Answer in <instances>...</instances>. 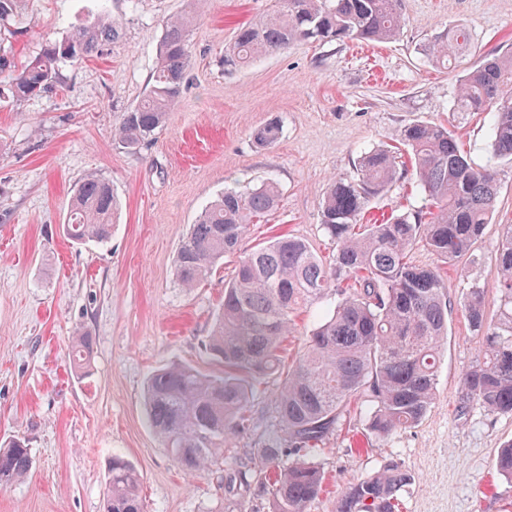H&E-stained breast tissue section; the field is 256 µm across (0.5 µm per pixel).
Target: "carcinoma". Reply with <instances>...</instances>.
I'll use <instances>...</instances> for the list:
<instances>
[{
  "mask_svg": "<svg viewBox=\"0 0 512 512\" xmlns=\"http://www.w3.org/2000/svg\"><path fill=\"white\" fill-rule=\"evenodd\" d=\"M26 2L0 0V28L17 32L11 24L23 23ZM194 2L187 0V10L163 21L145 96L121 115L113 130L114 140L129 152L164 127L183 95L191 65ZM403 24L399 0H277L269 16L236 29L221 63L228 72L245 68L297 40L387 42ZM119 28L118 21L103 16L61 40L45 42L38 57L20 68L1 53L0 100L48 92L60 79L61 64L99 53ZM427 51L436 62L455 68L471 54L469 31L458 27L437 36ZM454 111L490 116L493 162L475 166L448 127L430 122L401 130L407 163L386 147L363 152L354 176L331 181L322 200V230L336 248L330 260L289 236L259 243L239 257L208 336L209 350L224 363V372L211 375L173 362L148 377V426L189 475L205 470L231 447L232 436L249 429L253 382L269 375L281 381L274 400L276 436L258 449L257 466L227 475V493L218 498L213 512H249L252 487L263 482L268 484L271 512H310L323 474L306 456L336 431L348 406L364 395L373 402L367 429L378 440L417 425L430 411L451 305L438 271L410 263L407 253L423 238L438 257L454 261L469 252L490 223L497 195L493 163L512 162L511 48L463 70ZM280 136L276 121L254 133L263 147L277 144ZM407 169L425 204L386 224L362 223L369 202ZM278 200L272 180L245 190H224L178 248V285L191 290L206 281ZM116 205L107 179L86 177L75 187L64 233L79 243H108ZM493 261L499 274L497 319L487 322L484 287L476 282L459 302L482 339L483 352V361L465 375V398L490 412L512 414V225ZM331 294L337 296L334 307L312 329L297 363L285 366L281 349L292 333L293 313ZM93 354L89 331L79 332L73 356L77 377L91 375ZM496 465L512 481V442L499 450ZM33 467L25 442L0 443V490L28 478ZM141 480L130 461L112 458L104 512H144ZM410 484V474L388 461L349 487L336 502V512H396L399 493Z\"/></svg>",
  "mask_w": 512,
  "mask_h": 512,
  "instance_id": "1",
  "label": "carcinoma"
}]
</instances>
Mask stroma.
Here are the masks:
<instances>
[{
  "mask_svg": "<svg viewBox=\"0 0 512 512\" xmlns=\"http://www.w3.org/2000/svg\"><path fill=\"white\" fill-rule=\"evenodd\" d=\"M272 5L196 0L187 88L156 138L135 153L112 132L145 92L162 19L185 0H31L26 32L0 36V48L20 66L45 39L93 23L99 7L121 22L101 54L63 66L52 91L0 105V440L21 438L35 461L28 480L0 490V512H103L115 455L141 473L145 512H205L224 492L225 471L257 465L280 382H255L253 422L236 435L235 455L192 476L148 428L144 389L148 375L172 361L222 371L205 344L239 253L290 235L319 256L331 254L320 227L328 182L352 176L361 152L394 146L409 124H447L475 165L488 163V115L455 112L460 73L433 64L425 47L457 25L470 31L479 54L511 45L512 0H402L405 26L396 40L298 41L225 72V43ZM271 121L281 139L260 147L253 133ZM92 174L111 182L120 203L104 245L76 244L62 233L74 186ZM496 178L492 222L464 259L445 262L423 239L407 254L412 264L439 270L453 306L430 412L380 442L367 431L370 399L352 402L312 454L324 485L310 512H335L349 486L390 460L412 477L402 512H512V482L495 467L512 440V415L464 399L463 378L481 339L458 306L476 280L485 286L487 318L498 314L491 255L512 224V163H498ZM266 179L280 186L278 208L198 288H180L176 253L201 211L225 187ZM422 203L406 174L369 203L364 221L380 224ZM333 304L328 297L294 313L286 365L296 363L307 332ZM83 328L95 351L84 380L69 363Z\"/></svg>",
  "mask_w": 512,
  "mask_h": 512,
  "instance_id": "stroma-1",
  "label": "stroma"
}]
</instances>
